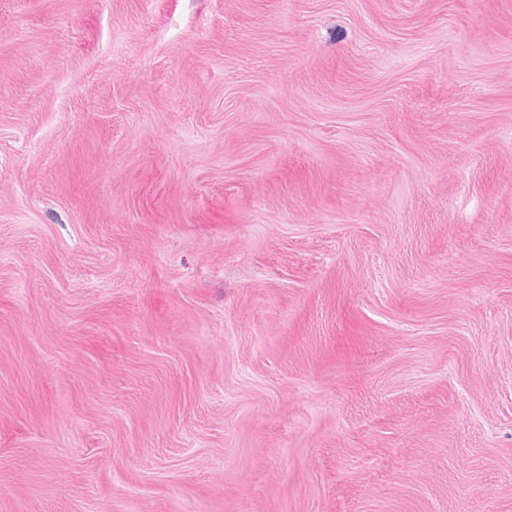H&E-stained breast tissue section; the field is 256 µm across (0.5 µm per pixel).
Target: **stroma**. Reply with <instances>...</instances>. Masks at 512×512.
<instances>
[{
	"instance_id": "obj_1",
	"label": "stroma",
	"mask_w": 512,
	"mask_h": 512,
	"mask_svg": "<svg viewBox=\"0 0 512 512\" xmlns=\"http://www.w3.org/2000/svg\"><path fill=\"white\" fill-rule=\"evenodd\" d=\"M0 512H512V0H0Z\"/></svg>"
}]
</instances>
